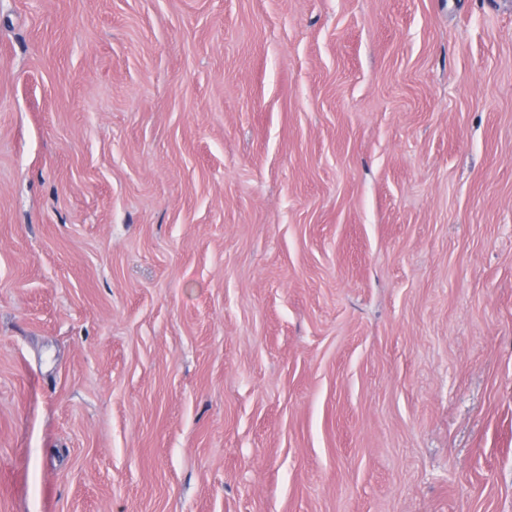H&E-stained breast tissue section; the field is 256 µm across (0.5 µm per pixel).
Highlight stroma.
<instances>
[{
    "instance_id": "stroma-1",
    "label": "stroma",
    "mask_w": 512,
    "mask_h": 512,
    "mask_svg": "<svg viewBox=\"0 0 512 512\" xmlns=\"http://www.w3.org/2000/svg\"><path fill=\"white\" fill-rule=\"evenodd\" d=\"M0 512H512V0H0Z\"/></svg>"
}]
</instances>
